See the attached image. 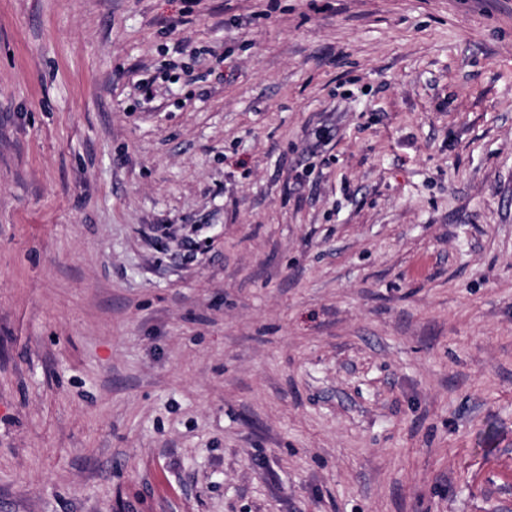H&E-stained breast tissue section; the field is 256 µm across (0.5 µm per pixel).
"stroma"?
Instances as JSON below:
<instances>
[{"label": "stroma", "mask_w": 512, "mask_h": 512, "mask_svg": "<svg viewBox=\"0 0 512 512\" xmlns=\"http://www.w3.org/2000/svg\"><path fill=\"white\" fill-rule=\"evenodd\" d=\"M0 512H512V0H0Z\"/></svg>", "instance_id": "35a3bbf8"}]
</instances>
